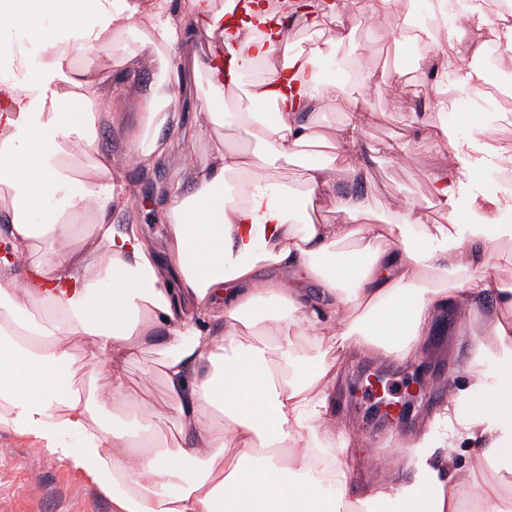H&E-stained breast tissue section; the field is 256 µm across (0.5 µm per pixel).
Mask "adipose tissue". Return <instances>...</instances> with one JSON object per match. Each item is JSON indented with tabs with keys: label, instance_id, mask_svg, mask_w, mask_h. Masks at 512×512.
Masks as SVG:
<instances>
[{
	"label": "adipose tissue",
	"instance_id": "obj_1",
	"mask_svg": "<svg viewBox=\"0 0 512 512\" xmlns=\"http://www.w3.org/2000/svg\"><path fill=\"white\" fill-rule=\"evenodd\" d=\"M486 0L464 23L429 0L419 58L436 85L483 93V70L462 66L465 30L485 24ZM222 0H0V230L12 251L38 255L48 291L22 287V267L0 264V430L35 439L111 499L113 512H512V288L494 258L512 260L495 230L502 200L476 202L473 230L448 221L455 170L431 174L444 208L401 205L375 214L368 197L338 196L336 168L371 179L354 130L321 135L315 121L364 105L328 78L327 43L296 47L283 31H228ZM208 80L205 149L170 187L168 230L149 240L113 220L125 192L100 131L124 127L129 153L169 154L181 124L170 59L185 40ZM244 51L230 80L271 112H239L244 142L224 140L222 84L212 53ZM149 54L158 73L133 122L91 90L104 48ZM286 71L260 87V68ZM303 168L301 194L279 178ZM332 198L342 223L320 220ZM322 285L314 298L307 281ZM493 309H486L487 299ZM485 322L466 339L454 396L378 480L352 489L351 441L334 431L336 384L352 357L405 362L429 345L445 311ZM96 376L84 384L75 344ZM150 358L175 421L168 437L114 426L134 405L127 367ZM462 444L463 463L446 448Z\"/></svg>",
	"mask_w": 512,
	"mask_h": 512
}]
</instances>
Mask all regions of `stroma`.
<instances>
[{
  "instance_id": "obj_1",
  "label": "stroma",
  "mask_w": 512,
  "mask_h": 512,
  "mask_svg": "<svg viewBox=\"0 0 512 512\" xmlns=\"http://www.w3.org/2000/svg\"><path fill=\"white\" fill-rule=\"evenodd\" d=\"M402 24L398 18L382 27L352 22L342 25L329 22L324 26L325 39L336 41L345 35L351 38L350 44L338 48L335 56L328 58L329 77L352 78L360 66L370 67L378 75L374 83L351 86L372 112L369 121L359 124V141L373 180L365 183L339 170L335 173L336 191L367 192L380 212L397 203L428 212L438 206L428 175L451 166L458 171L459 189L449 209L462 216L465 223H476L468 203L474 196L497 194L492 177L502 170L503 152L512 151V114L488 113L487 96L461 100L455 97L452 87H435L427 69L404 62L402 53L395 49ZM123 71L124 76L116 82L113 94L123 100L126 116L131 119L148 93L156 69L150 56L139 55ZM434 95L453 101L448 110L435 111L430 116L433 131L443 134L444 142L432 153L403 157L394 146L401 141L413 113L422 111L428 98ZM204 98V89L196 78H188L186 89L180 90L177 98L186 121L172 134L176 147L147 169L128 167L123 129L102 131L100 145L112 150V171L115 177L128 183L126 195L114 209L116 223L133 220L155 237H165L164 191L178 178L186 156L195 157L202 151L193 132L203 119ZM463 138L472 140V149L454 154L453 142ZM458 326L455 315L442 317L430 338V352L419 356L417 363L427 369L429 385L422 400L412 407L405 424L372 423L366 416L370 404L367 394L352 393L347 384L337 391L343 406L342 417L349 423L347 433L363 461L362 467L350 475L351 486L375 479L370 459L399 455L409 434L422 424L427 412L447 405L448 383L456 378L458 362L465 351L456 336ZM414 364L366 360L360 368L366 372L383 371L393 385V396L397 397L405 393V383ZM0 512H112V502L64 462L38 450L34 439L0 432Z\"/></svg>"
}]
</instances>
